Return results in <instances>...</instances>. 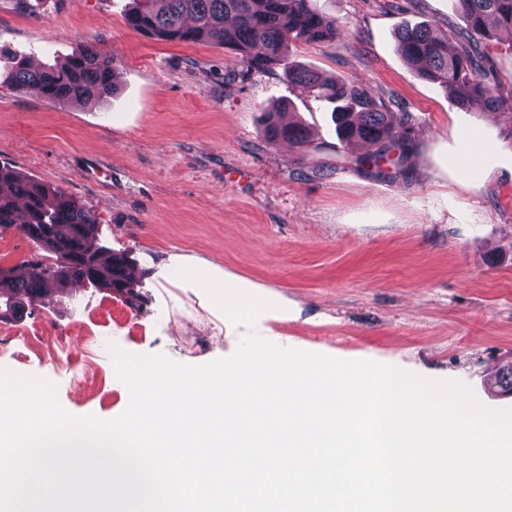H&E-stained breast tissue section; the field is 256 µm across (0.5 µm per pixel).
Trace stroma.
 Segmentation results:
<instances>
[{"instance_id":"1","label":"stroma","mask_w":512,"mask_h":512,"mask_svg":"<svg viewBox=\"0 0 512 512\" xmlns=\"http://www.w3.org/2000/svg\"><path fill=\"white\" fill-rule=\"evenodd\" d=\"M130 0H0V51L53 64L95 43L112 54L116 92L54 104L0 86V163L91 209L126 253L137 305L69 283L21 318L0 319L13 355L0 367L54 382L75 415L111 419L128 404L107 343L204 364L234 353L241 331L187 266L275 302L255 329L284 347L373 360L469 384L482 403L512 364V116L453 105L395 49L398 28L463 30L454 0H317L340 40L293 46V61L397 101L409 115L403 172L377 173L367 143L336 136L332 106L283 72L245 74L211 45L130 30ZM288 103L305 146L271 144L263 112ZM38 329L55 361L29 355ZM102 375H85L86 363Z\"/></svg>"}]
</instances>
